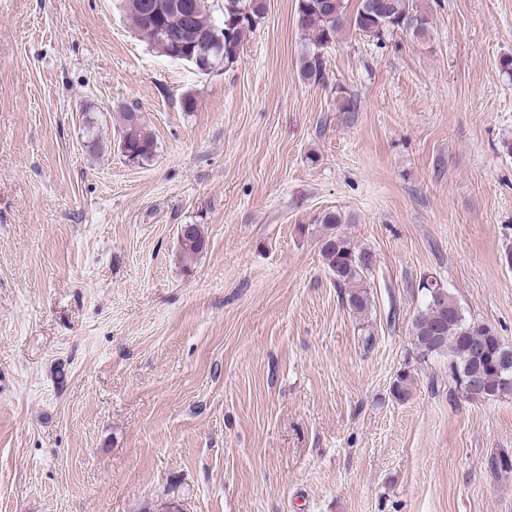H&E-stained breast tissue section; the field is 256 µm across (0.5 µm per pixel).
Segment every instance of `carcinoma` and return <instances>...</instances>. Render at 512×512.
Segmentation results:
<instances>
[{
  "label": "carcinoma",
  "instance_id": "carcinoma-1",
  "mask_svg": "<svg viewBox=\"0 0 512 512\" xmlns=\"http://www.w3.org/2000/svg\"><path fill=\"white\" fill-rule=\"evenodd\" d=\"M120 9L134 30L152 51L172 60L192 57L206 61L202 75L217 73L240 59L247 33L266 14L264 0H221L211 10L207 0H120ZM298 26L310 47L302 55V77L314 83L325 81L326 67L322 49L335 43L337 35L350 27L376 44L396 30H409L423 37L429 30L428 16L418 10L416 0H360L354 15L345 12L344 0H298ZM220 33L224 42H215ZM136 110L124 107L118 113L120 151L128 162L144 164L157 152L154 135L143 118H133ZM183 253L196 255L205 248L199 225H189L180 239ZM320 253L327 271L347 305L363 312L368 308L367 280L375 265L374 254L336 232L322 242ZM423 304L413 322V345L418 355L429 358L448 355L452 379L466 389L469 376L477 372L485 387V397L512 395V368L502 369L500 360L512 351L491 326L469 322L455 299L433 279L422 280ZM413 376L399 373L391 393L399 401L411 395Z\"/></svg>",
  "mask_w": 512,
  "mask_h": 512
}]
</instances>
